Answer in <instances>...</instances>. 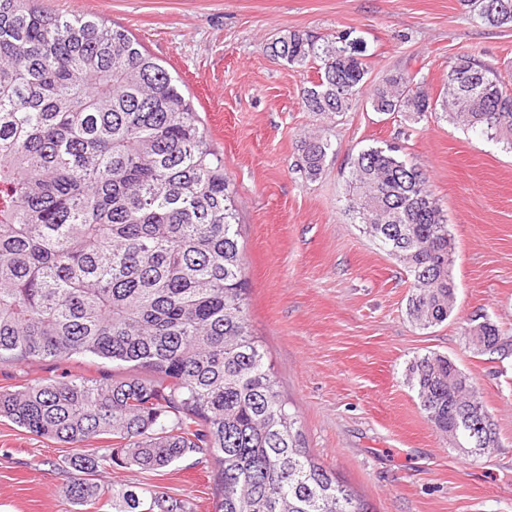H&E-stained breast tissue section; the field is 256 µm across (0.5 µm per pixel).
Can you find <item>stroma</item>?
Masks as SVG:
<instances>
[{"instance_id":"stroma-1","label":"stroma","mask_w":512,"mask_h":512,"mask_svg":"<svg viewBox=\"0 0 512 512\" xmlns=\"http://www.w3.org/2000/svg\"><path fill=\"white\" fill-rule=\"evenodd\" d=\"M63 14L128 29L186 86L224 156L238 207L246 312L309 453L372 512H512V150L440 115L408 125L359 97L326 120L301 91L317 64L270 46L291 31L342 34L364 48L368 85L419 72L439 95L448 62L475 54L512 88V27L473 19L462 0H45ZM330 135L336 157L317 180L300 167L304 135ZM388 143L417 163L454 237L455 308L422 330L405 313L411 278L345 210L351 155ZM484 315L504 350L465 333ZM437 352L472 379L497 432L489 452L451 444L421 410L405 374ZM112 375L93 358L0 364V390L31 380ZM72 451L0 419V512H74L64 495ZM213 464L190 455L158 473L102 471L105 484L149 487L212 512Z\"/></svg>"}]
</instances>
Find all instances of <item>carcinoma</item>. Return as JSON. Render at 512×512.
I'll use <instances>...</instances> for the list:
<instances>
[{
  "label": "carcinoma",
  "instance_id": "cac0c4a2",
  "mask_svg": "<svg viewBox=\"0 0 512 512\" xmlns=\"http://www.w3.org/2000/svg\"><path fill=\"white\" fill-rule=\"evenodd\" d=\"M473 18L512 25V0H463ZM274 48L321 62L304 108L333 119L362 93V49L291 32ZM373 111L414 123L442 112L512 147V93L473 55L448 61L442 95L402 69L373 89ZM310 180L336 148L300 141ZM370 147L351 158L346 211L412 277L406 311L423 329L448 320L454 241L425 173ZM234 189L179 80L120 25L66 17L40 0H0V364L91 356L129 372L36 380L0 390V417L75 449L70 503L84 512H194L187 499L104 488L102 468L158 472L189 454L214 462L213 512H370L316 461L245 312ZM480 351L503 346L473 319ZM433 427L495 424L470 377L445 355L407 372Z\"/></svg>",
  "mask_w": 512,
  "mask_h": 512
}]
</instances>
